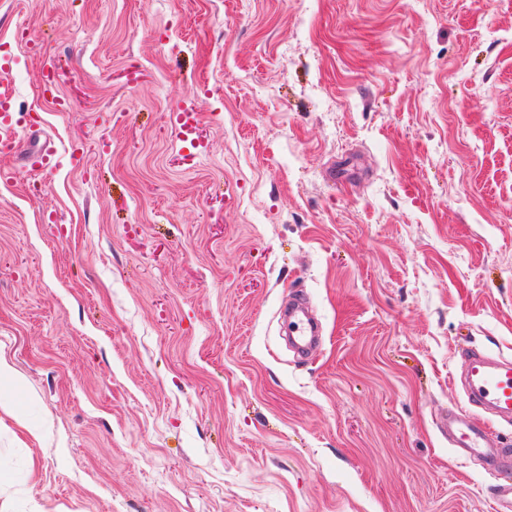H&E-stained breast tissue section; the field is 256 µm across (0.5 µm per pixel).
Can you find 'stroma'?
I'll list each match as a JSON object with an SVG mask.
<instances>
[{
  "label": "stroma",
  "mask_w": 512,
  "mask_h": 512,
  "mask_svg": "<svg viewBox=\"0 0 512 512\" xmlns=\"http://www.w3.org/2000/svg\"><path fill=\"white\" fill-rule=\"evenodd\" d=\"M3 56L0 512H497L439 421L512 359V0H0ZM9 67L0 64V154H12L18 150L14 123V94L7 78Z\"/></svg>",
  "instance_id": "35a3bbf8"
}]
</instances>
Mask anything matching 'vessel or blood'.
Returning a JSON list of instances; mask_svg holds the SVG:
<instances>
[{"instance_id":"vessel-or-blood-1","label":"vessel or blood","mask_w":512,"mask_h":512,"mask_svg":"<svg viewBox=\"0 0 512 512\" xmlns=\"http://www.w3.org/2000/svg\"><path fill=\"white\" fill-rule=\"evenodd\" d=\"M9 68L0 64V154H12L19 147L14 123V94L7 78ZM462 383L470 407L492 412L503 419L512 418V360H495L470 349L464 354ZM441 426L453 447L467 457L481 459L494 473L512 471V448L499 445L486 427L474 424L467 410L445 414Z\"/></svg>"}]
</instances>
